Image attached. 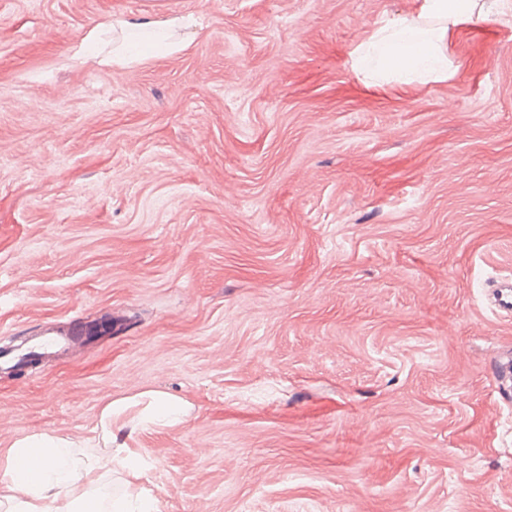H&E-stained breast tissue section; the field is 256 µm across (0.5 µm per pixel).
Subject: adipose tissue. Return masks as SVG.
<instances>
[{
  "mask_svg": "<svg viewBox=\"0 0 512 512\" xmlns=\"http://www.w3.org/2000/svg\"><path fill=\"white\" fill-rule=\"evenodd\" d=\"M475 8V0H416L414 14L381 22L356 48L354 64L367 76L401 83L447 78L444 38L449 28L473 20ZM181 23L178 17L164 22L114 17L83 32L74 53L94 52L101 35L116 28L132 37L113 48V62L172 52L177 45L166 32ZM134 406L140 407L143 423L157 427H175L189 417L186 401L146 391L101 406L96 443L43 432L14 440L0 452V512H158L155 499L140 485L148 463L125 431L124 416ZM117 468L124 474L118 498L111 488Z\"/></svg>",
  "mask_w": 512,
  "mask_h": 512,
  "instance_id": "adipose-tissue-1",
  "label": "adipose tissue"
}]
</instances>
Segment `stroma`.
<instances>
[{
  "mask_svg": "<svg viewBox=\"0 0 512 512\" xmlns=\"http://www.w3.org/2000/svg\"><path fill=\"white\" fill-rule=\"evenodd\" d=\"M450 29L447 79L350 53L415 0H0V450L91 435L146 390L159 512H512V0ZM191 14L184 50L70 48ZM189 22V21H188ZM183 18L174 17L164 22L149 18L127 19L111 17L107 23H101L83 32L74 45V57L93 53L102 34L114 31L137 33V38L129 39L112 49L106 63H132L148 57L149 53H166L180 49L176 43L167 41L166 31L188 23Z\"/></svg>",
  "mask_w": 512,
  "mask_h": 512,
  "instance_id": "obj_1",
  "label": "stroma"
}]
</instances>
